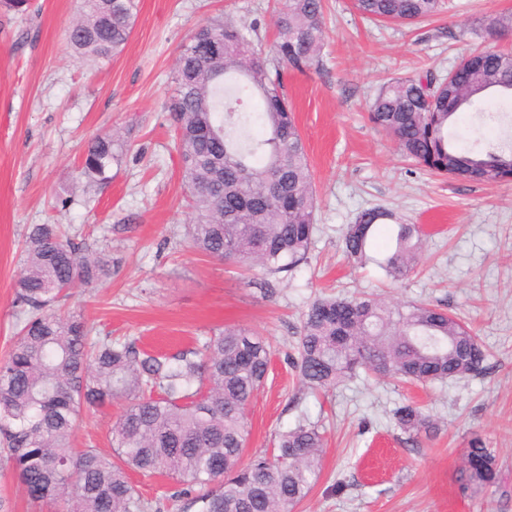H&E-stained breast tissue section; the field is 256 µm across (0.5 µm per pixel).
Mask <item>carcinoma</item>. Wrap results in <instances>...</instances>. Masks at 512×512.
Wrapping results in <instances>:
<instances>
[{
	"label": "carcinoma",
	"mask_w": 512,
	"mask_h": 512,
	"mask_svg": "<svg viewBox=\"0 0 512 512\" xmlns=\"http://www.w3.org/2000/svg\"><path fill=\"white\" fill-rule=\"evenodd\" d=\"M444 7L445 0H352L362 18L399 24ZM137 12L138 0H82L68 44L83 59H113L128 42ZM274 25L266 53L254 43L255 23L221 16L197 26L180 47L168 106L193 214L185 227L188 243L272 276L307 261L317 231L313 175L282 71L320 64L323 0H283ZM484 28L512 33V12L485 20ZM493 94L512 98V52H474L442 78L429 70L392 78L369 102L368 118L402 155L436 175L502 184L512 175L511 140L461 149L448 136L459 113ZM246 98L258 100L253 115L240 110ZM127 147L115 133L94 137L81 162L86 184L108 182ZM386 219L396 226L395 247L376 259L368 249ZM423 240L419 225L374 207L347 226L344 247L350 258L375 262L395 282L417 267ZM111 275L112 260L82 252L61 225L32 226L16 285V303L29 318L0 361V443L29 499L60 501L64 512H145L147 503L127 477L136 469L179 482L200 512H291L319 479L324 443L318 426L282 432L272 454L242 463L246 409L265 381L269 341L255 330L226 326L194 348L157 356L93 336L82 318L54 310L75 285ZM484 360L478 336L443 309L337 296L308 308L295 366L303 385L317 390L360 368L378 379H464L481 374ZM115 399L128 405L112 425L113 454L72 452L80 410ZM394 418L415 436L437 431L413 405L398 407ZM496 476L493 450L471 439L461 485L478 490Z\"/></svg>",
	"instance_id": "cac0c4a2"
}]
</instances>
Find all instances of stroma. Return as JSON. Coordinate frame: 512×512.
Here are the masks:
<instances>
[{"mask_svg": "<svg viewBox=\"0 0 512 512\" xmlns=\"http://www.w3.org/2000/svg\"><path fill=\"white\" fill-rule=\"evenodd\" d=\"M279 0H139L132 33L116 58L92 64L67 43L80 0H32L25 16L0 13V359L24 316L15 287L30 225L68 224L88 251L112 259L109 279L72 288L67 312L95 333L173 353L224 326L259 331L273 347L265 385L248 407L245 458L271 452L298 422L318 425L320 477L293 512H512V183L482 185L430 174L403 158L367 119L388 79L447 73L470 50L511 49L482 19L512 0H451L449 11L411 27L363 21L350 0H326L323 61L284 70L317 191L318 231L308 263L264 269L190 248L192 221L167 109L180 46L205 20L231 15L273 34ZM512 103L485 99L462 113L454 136L472 147L498 139L493 116ZM117 129L130 149L109 183L90 187L78 166L88 142ZM394 211L425 234L417 268L396 283L344 252L348 224L366 208ZM273 279L265 296L260 284ZM370 294L395 305H439L483 342V374L429 385L365 373L314 394L292 365L303 314L320 296ZM407 403L437 420L436 437L408 438L393 413ZM124 401L83 409L71 440L111 453ZM496 452L493 483L462 489V453L473 437ZM149 512H199L174 481L130 472ZM0 500L9 512H62L31 503L0 451Z\"/></svg>", "mask_w": 512, "mask_h": 512, "instance_id": "1", "label": "stroma"}]
</instances>
